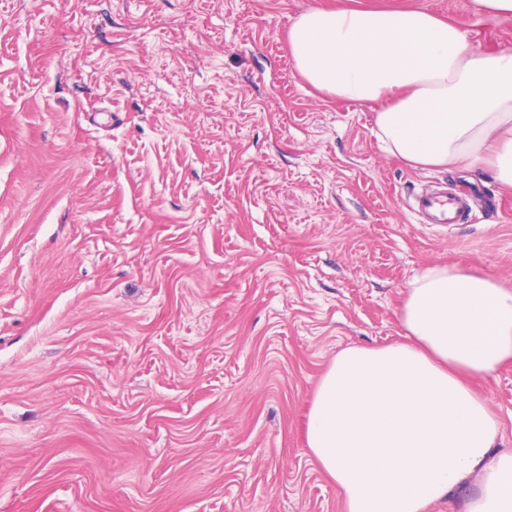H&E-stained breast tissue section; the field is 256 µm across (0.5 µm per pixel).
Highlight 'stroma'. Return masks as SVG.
<instances>
[{
    "label": "stroma",
    "mask_w": 512,
    "mask_h": 512,
    "mask_svg": "<svg viewBox=\"0 0 512 512\" xmlns=\"http://www.w3.org/2000/svg\"><path fill=\"white\" fill-rule=\"evenodd\" d=\"M351 0H0V512H347L306 420L431 265L512 288V193L295 70ZM425 8L512 51V16ZM473 191L423 224V191ZM512 451V364L475 382Z\"/></svg>",
    "instance_id": "1"
}]
</instances>
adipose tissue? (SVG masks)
<instances>
[{
	"label": "adipose tissue",
	"mask_w": 512,
	"mask_h": 512,
	"mask_svg": "<svg viewBox=\"0 0 512 512\" xmlns=\"http://www.w3.org/2000/svg\"><path fill=\"white\" fill-rule=\"evenodd\" d=\"M296 71L375 107L372 132L415 169L492 171L512 190V52L476 48L424 8H324L288 30ZM406 339L340 350L307 421V447L347 512H423L470 478L466 512H512V452L473 381L512 363V289L455 267L409 284Z\"/></svg>",
	"instance_id": "adipose-tissue-1"
}]
</instances>
